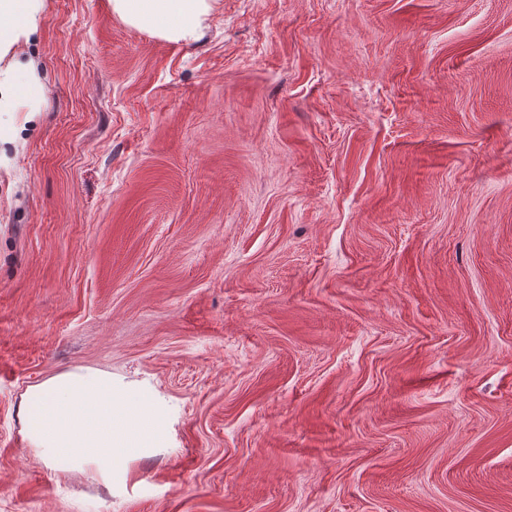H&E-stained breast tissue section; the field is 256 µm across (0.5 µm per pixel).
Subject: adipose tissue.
Returning <instances> with one entry per match:
<instances>
[{"instance_id":"obj_1","label":"adipose tissue","mask_w":512,"mask_h":512,"mask_svg":"<svg viewBox=\"0 0 512 512\" xmlns=\"http://www.w3.org/2000/svg\"><path fill=\"white\" fill-rule=\"evenodd\" d=\"M112 10L129 25L147 28L172 42L197 40L212 10V0H111ZM43 0H0V113L18 109L28 98L38 111V77L33 64L21 63L12 53L36 29Z\"/></svg>"}]
</instances>
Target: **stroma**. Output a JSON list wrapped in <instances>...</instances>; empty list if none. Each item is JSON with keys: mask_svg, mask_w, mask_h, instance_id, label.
Returning <instances> with one entry per match:
<instances>
[{"mask_svg": "<svg viewBox=\"0 0 512 512\" xmlns=\"http://www.w3.org/2000/svg\"><path fill=\"white\" fill-rule=\"evenodd\" d=\"M0 115V512H512V0H44ZM165 447L54 471L29 386ZM212 0H111L112 11L129 25L147 28L172 42L197 40Z\"/></svg>", "mask_w": 512, "mask_h": 512, "instance_id": "stroma-1", "label": "stroma"}]
</instances>
